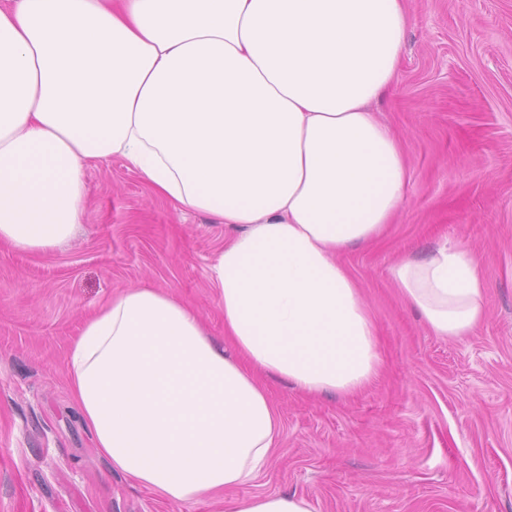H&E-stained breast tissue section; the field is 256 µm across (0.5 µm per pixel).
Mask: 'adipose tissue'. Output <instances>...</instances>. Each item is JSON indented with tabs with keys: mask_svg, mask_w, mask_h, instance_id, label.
Instances as JSON below:
<instances>
[{
	"mask_svg": "<svg viewBox=\"0 0 512 512\" xmlns=\"http://www.w3.org/2000/svg\"><path fill=\"white\" fill-rule=\"evenodd\" d=\"M404 0H0V245L40 254L80 223L90 164L121 159L173 206L230 229L210 277L224 315L139 286L65 354L98 453L187 505L313 512L251 493L282 435L261 381L346 396L378 376L375 322L341 254L377 241L409 167L371 108L395 83ZM388 277L444 339L485 319L479 257L443 242Z\"/></svg>",
	"mask_w": 512,
	"mask_h": 512,
	"instance_id": "1",
	"label": "adipose tissue"
}]
</instances>
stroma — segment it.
I'll list each match as a JSON object with an SVG mask.
<instances>
[{
  "label": "stroma",
  "mask_w": 512,
  "mask_h": 512,
  "mask_svg": "<svg viewBox=\"0 0 512 512\" xmlns=\"http://www.w3.org/2000/svg\"><path fill=\"white\" fill-rule=\"evenodd\" d=\"M399 77L375 103L401 141L405 204L342 260L377 327L383 372L347 397L269 379L284 432L259 493L313 512H512V0H406ZM74 237L32 255L0 246V512H224L174 505L112 472L71 404L64 355L114 290L148 285L224 319L210 267L215 217L152 193L114 158L86 172ZM462 241L482 262L486 317L433 336L388 279L400 256Z\"/></svg>",
  "instance_id": "1"
}]
</instances>
